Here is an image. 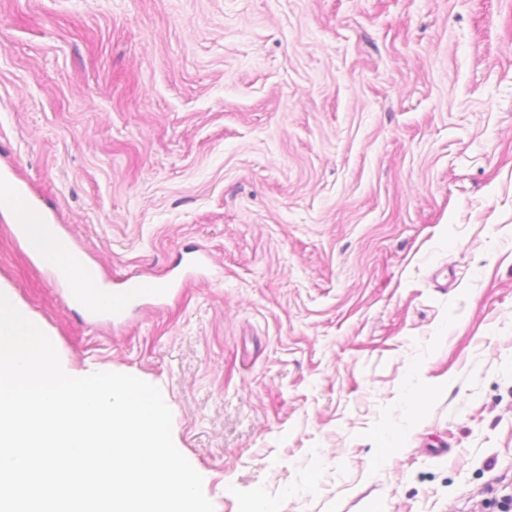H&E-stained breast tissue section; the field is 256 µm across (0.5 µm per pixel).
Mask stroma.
Here are the masks:
<instances>
[{"label": "stroma", "instance_id": "stroma-1", "mask_svg": "<svg viewBox=\"0 0 512 512\" xmlns=\"http://www.w3.org/2000/svg\"><path fill=\"white\" fill-rule=\"evenodd\" d=\"M0 291L70 374L157 386L215 512H500L512 0H0ZM25 228L24 239L28 250L39 257L42 262L55 268L65 266H77V272L83 283L84 290L89 298L96 302L101 309L88 303L84 294L77 288L72 272L62 273L56 269L53 276L55 280L66 287L71 301L79 305L86 315L94 321H112L122 319L127 307L116 305L112 308V288H105L100 283L97 271L85 262H78L61 241L52 224H48L42 214L32 208L17 207ZM22 224H18L17 230L21 235ZM112 310V316H107L103 310Z\"/></svg>", "mask_w": 512, "mask_h": 512}]
</instances>
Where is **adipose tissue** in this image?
I'll return each instance as SVG.
<instances>
[{"label":"adipose tissue","mask_w":512,"mask_h":512,"mask_svg":"<svg viewBox=\"0 0 512 512\" xmlns=\"http://www.w3.org/2000/svg\"><path fill=\"white\" fill-rule=\"evenodd\" d=\"M20 215L25 228L24 239L28 250L50 266L56 268L76 266L89 298L101 309H111L113 305L111 289L102 286L99 275L93 267L76 262L61 241L55 227L48 224L42 214L35 209H21Z\"/></svg>","instance_id":"obj_1"}]
</instances>
